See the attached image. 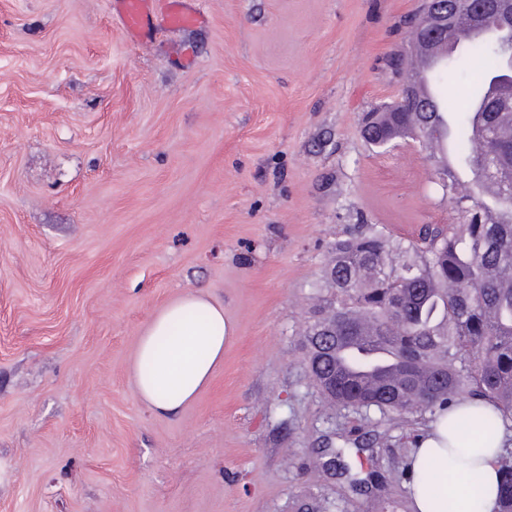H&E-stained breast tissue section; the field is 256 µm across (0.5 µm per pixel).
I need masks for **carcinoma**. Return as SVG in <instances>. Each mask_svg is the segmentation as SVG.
I'll return each mask as SVG.
<instances>
[{
    "label": "carcinoma",
    "instance_id": "carcinoma-1",
    "mask_svg": "<svg viewBox=\"0 0 512 512\" xmlns=\"http://www.w3.org/2000/svg\"><path fill=\"white\" fill-rule=\"evenodd\" d=\"M473 77L465 106L456 111L455 155L495 184L493 199L461 190L448 179V202L459 223L427 224L415 240L393 239L375 225L360 226L330 247L318 304L300 331L307 375L331 409L364 420L389 414L423 417L466 401L488 400L499 411L478 429L497 431L512 422V132L500 127L499 112H484V147L470 129L471 103L485 90L512 88L494 83L501 58L491 41L467 42L451 62ZM415 112L396 101L379 112L381 122L419 143L436 138L448 110ZM370 322L365 329L360 319ZM336 322L335 353L325 354L322 331ZM382 343L394 367L369 374L373 364L351 344ZM498 512H512V452L500 463ZM293 512H338L336 502L307 495Z\"/></svg>",
    "mask_w": 512,
    "mask_h": 512
}]
</instances>
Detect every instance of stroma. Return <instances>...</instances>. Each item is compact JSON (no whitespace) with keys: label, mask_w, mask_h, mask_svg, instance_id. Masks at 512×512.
I'll list each match as a JSON object with an SVG mask.
<instances>
[{"label":"stroma","mask_w":512,"mask_h":512,"mask_svg":"<svg viewBox=\"0 0 512 512\" xmlns=\"http://www.w3.org/2000/svg\"><path fill=\"white\" fill-rule=\"evenodd\" d=\"M183 4L201 24L134 40L114 0H0V512H410L392 466L427 420L330 410L298 331L354 225L457 221L429 150L360 133L421 0ZM189 293L232 337L162 416L134 354ZM294 512H338L335 501L314 495H306L293 503Z\"/></svg>","instance_id":"stroma-1"}]
</instances>
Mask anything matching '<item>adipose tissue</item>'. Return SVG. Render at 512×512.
<instances>
[{
	"instance_id": "obj_1",
	"label": "adipose tissue",
	"mask_w": 512,
	"mask_h": 512,
	"mask_svg": "<svg viewBox=\"0 0 512 512\" xmlns=\"http://www.w3.org/2000/svg\"><path fill=\"white\" fill-rule=\"evenodd\" d=\"M232 328L224 306L202 294L180 296L153 314L137 344L134 373L140 399L153 411L177 414L196 398L224 361V345ZM491 403L458 406L436 413L427 431L415 439L408 466L414 474L409 485L411 512H472L471 499L480 495L482 512H497L500 494L498 458L507 429L499 427L492 439H453L448 422L494 413ZM472 471L479 478L478 492L461 480Z\"/></svg>"
}]
</instances>
